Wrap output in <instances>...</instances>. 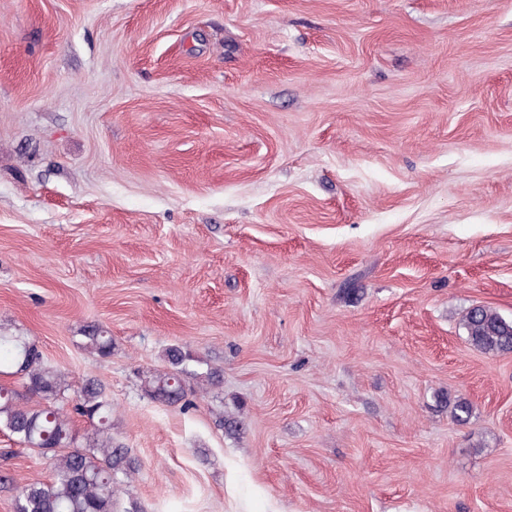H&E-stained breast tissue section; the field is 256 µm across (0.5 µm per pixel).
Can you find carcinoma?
I'll return each mask as SVG.
<instances>
[{
  "instance_id": "carcinoma-1",
  "label": "carcinoma",
  "mask_w": 512,
  "mask_h": 512,
  "mask_svg": "<svg viewBox=\"0 0 512 512\" xmlns=\"http://www.w3.org/2000/svg\"><path fill=\"white\" fill-rule=\"evenodd\" d=\"M464 326L474 348L512 353V319L476 306L467 312ZM83 345L101 357L112 354V338L96 326L85 330ZM0 352L10 357L16 373L23 375L26 391L39 400L35 406L24 405L15 393L0 388V431L37 451L53 469L49 482L27 478L20 483L15 512H119L121 495L127 493L137 466L126 450L112 446V404L102 385L89 379L70 400L61 375L44 363L35 341L0 329ZM165 359L168 369L144 376V393L155 401L193 407L183 383L193 357L171 346ZM71 411L91 422L90 432L79 436Z\"/></svg>"
}]
</instances>
